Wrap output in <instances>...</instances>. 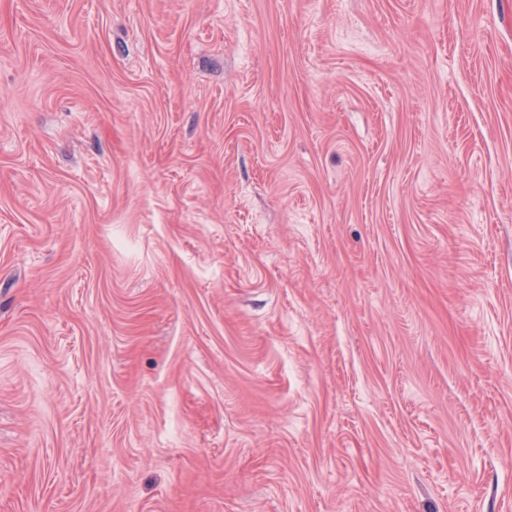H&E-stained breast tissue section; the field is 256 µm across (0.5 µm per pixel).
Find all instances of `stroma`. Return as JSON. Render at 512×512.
<instances>
[{
	"label": "stroma",
	"mask_w": 512,
	"mask_h": 512,
	"mask_svg": "<svg viewBox=\"0 0 512 512\" xmlns=\"http://www.w3.org/2000/svg\"><path fill=\"white\" fill-rule=\"evenodd\" d=\"M0 512H512V0H0Z\"/></svg>",
	"instance_id": "1"
}]
</instances>
